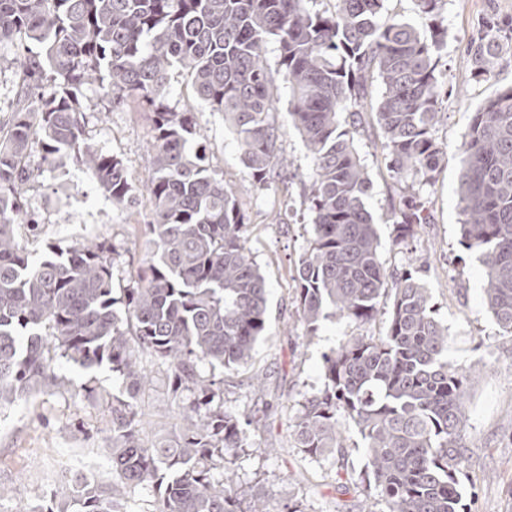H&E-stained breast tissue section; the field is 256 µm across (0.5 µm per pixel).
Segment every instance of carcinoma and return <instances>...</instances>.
<instances>
[{"label":"carcinoma","instance_id":"carcinoma-1","mask_svg":"<svg viewBox=\"0 0 512 512\" xmlns=\"http://www.w3.org/2000/svg\"><path fill=\"white\" fill-rule=\"evenodd\" d=\"M309 2L0 0V44L42 48L19 60L25 84L0 136V407L60 386L55 352L84 370L109 364L126 389V398L112 396L110 418L119 484L75 482L69 499L37 512H121L127 491L146 482L158 490L155 512H270L237 486L229 463L242 447V424L224 413L214 382L198 371L200 364L249 362L267 330V284L241 235L244 211L209 169L195 112L169 106L176 68L190 75L198 105L224 113L242 163L259 182L277 152L274 90L288 93V114L311 163L306 204L315 235L296 268L306 336L316 335L328 308L356 324L371 321L392 286L385 332L353 337L323 356V388L305 398L295 423L298 447L309 456L335 454L344 413L362 435L368 477L388 512H468L461 433L477 369L448 361V327L421 278L383 266L356 126L340 122L343 112L374 114L384 160L402 191L392 224L394 243H404L427 223L414 183H432L445 157L432 128L442 94L435 55L446 33L437 25L427 39L405 22L380 21L386 0H335L330 13ZM415 2L434 21L445 0ZM485 28L470 55L476 74L487 77L499 33L512 23L489 19ZM270 44L278 51L274 68L266 59ZM48 75L55 90L46 98L36 89ZM374 77L381 92L372 102ZM90 82L114 107L137 99L153 110L146 180L153 208L145 224L153 250L147 274L122 298L113 295L106 244L57 245L36 262L17 231L38 224L24 202L35 177L28 162L35 137L41 165L74 157L113 203L133 202L122 163L85 143L80 117ZM458 205L461 244L484 266L486 309L512 341V85L473 112ZM145 350L197 395L182 408L187 428L149 446L132 404L147 383L138 363Z\"/></svg>","mask_w":512,"mask_h":512}]
</instances>
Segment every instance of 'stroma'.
Segmentation results:
<instances>
[{
  "mask_svg": "<svg viewBox=\"0 0 512 512\" xmlns=\"http://www.w3.org/2000/svg\"><path fill=\"white\" fill-rule=\"evenodd\" d=\"M446 44L436 72L447 94L434 135L447 154L435 182L418 186L428 221L414 238L393 245L392 211L399 187L383 159L382 133L371 113H364L356 148L372 182L367 206L387 271L424 270V282L438 319L448 327V358L457 367H480L468 402L462 442L468 459L461 481L469 512H512V342L503 340L484 303L485 274L475 254L460 244L458 208L459 153L472 112L497 89L512 84V48L504 50L491 77H476L465 48L482 31L486 18H512V0H446ZM22 74L13 45L0 46V123H7L17 103ZM83 114L88 144L117 157L135 186L136 202L123 208L101 192L92 172L76 161L46 169L26 193V205L40 220L38 232L20 225L19 239L33 259L51 246L102 241L112 256L116 296L136 287L147 267L149 244L143 234L151 202L144 190L150 169L153 117L130 103L104 111L97 86L84 88ZM272 121L280 129L279 150L267 183H257L241 162L235 134L224 115L209 109L196 114L198 130L209 147V167L223 175L247 220L242 227L252 258L268 288L267 332L244 366H201L200 372L221 382L226 412L246 420V443L233 468L239 485L265 499L271 512H387L367 479L364 441L347 415L335 456L311 457L296 448L293 428L304 398L324 384L323 356L353 337H377L387 326L390 297L380 300L375 319L357 325L340 315L322 321L306 338L298 313L295 268L313 237L304 199L310 187L307 150L288 121V97L280 95ZM152 385L134 403L146 421V439L172 434L181 425L182 405L192 394L176 390L173 371L162 360L143 355ZM54 370L65 379L60 390L33 392L0 410V512H32L65 488L56 476L59 464L91 472L110 481L108 450L110 394L123 383L100 367L86 371L59 358Z\"/></svg>",
  "mask_w": 512,
  "mask_h": 512,
  "instance_id": "1",
  "label": "stroma"
}]
</instances>
